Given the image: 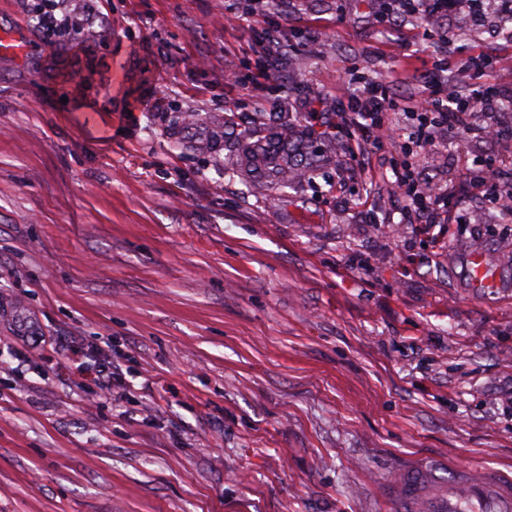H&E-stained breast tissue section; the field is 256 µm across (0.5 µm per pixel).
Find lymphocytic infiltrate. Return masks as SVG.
Returning <instances> with one entry per match:
<instances>
[{"label":"lymphocytic infiltrate","instance_id":"obj_1","mask_svg":"<svg viewBox=\"0 0 512 512\" xmlns=\"http://www.w3.org/2000/svg\"><path fill=\"white\" fill-rule=\"evenodd\" d=\"M463 8L475 26L482 25L490 14L500 23H512V0H381L380 16L387 22L418 17L437 30L441 44L445 45L450 34L446 22ZM497 63V58L485 52L467 57L464 66L474 84L466 95L448 98L441 97L435 79L425 82L419 96L406 99L394 95L384 79L358 78L348 110L342 115L344 125L358 133L347 146L352 156L365 158L380 147L392 130V113L404 112L412 121L400 146L403 159L391 165V189L402 202L401 223L443 230L463 211L454 195L438 181L423 180L418 167L419 157L434 150L437 138L460 134L496 140L512 137V127L501 120L506 98L481 81ZM467 184L470 198L496 203L499 210L512 214V185L499 182L492 162L474 160Z\"/></svg>","mask_w":512,"mask_h":512}]
</instances>
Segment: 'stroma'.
Instances as JSON below:
<instances>
[{
  "instance_id": "35a3bbf8",
  "label": "stroma",
  "mask_w": 512,
  "mask_h": 512,
  "mask_svg": "<svg viewBox=\"0 0 512 512\" xmlns=\"http://www.w3.org/2000/svg\"><path fill=\"white\" fill-rule=\"evenodd\" d=\"M84 2L95 23L50 45L48 0H0L28 45L0 57V512H381L424 456L512 471V217L390 223L398 144L359 163L326 134L353 76L420 94L422 22L379 0L231 25L238 0ZM455 31L452 72L512 59L510 29ZM286 121L288 178L231 169ZM485 156L512 183L506 141L420 164L460 194ZM472 250L507 287L464 288ZM73 341L111 358L121 399ZM500 59L492 57V55L484 52L478 55H470L465 59L463 66L470 74L471 80L480 79L485 75L487 70L492 69L500 64Z\"/></svg>"
}]
</instances>
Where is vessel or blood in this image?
<instances>
[{
	"instance_id": "vessel-or-blood-1",
	"label": "vessel or blood",
	"mask_w": 512,
	"mask_h": 512,
	"mask_svg": "<svg viewBox=\"0 0 512 512\" xmlns=\"http://www.w3.org/2000/svg\"><path fill=\"white\" fill-rule=\"evenodd\" d=\"M501 266L480 251L466 258L468 287L497 288ZM394 512H512V478L433 460H419L386 483Z\"/></svg>"
}]
</instances>
